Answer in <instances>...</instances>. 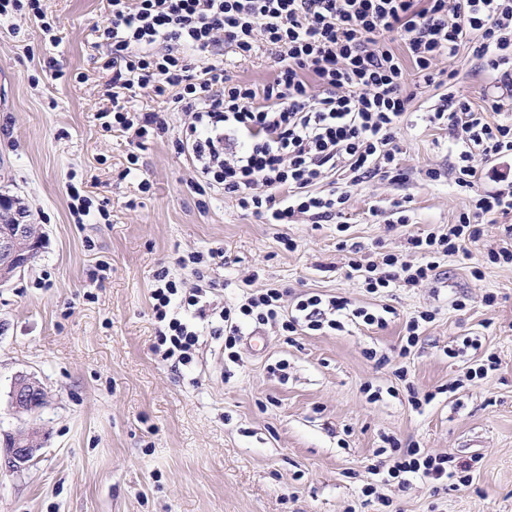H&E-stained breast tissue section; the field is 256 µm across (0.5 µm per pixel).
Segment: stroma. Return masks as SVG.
Returning <instances> with one entry per match:
<instances>
[{"label": "stroma", "mask_w": 512, "mask_h": 512, "mask_svg": "<svg viewBox=\"0 0 512 512\" xmlns=\"http://www.w3.org/2000/svg\"><path fill=\"white\" fill-rule=\"evenodd\" d=\"M46 6L55 44L27 16L0 19V195L20 200L44 236L29 268L0 290V438L21 425L8 405L15 377L35 376L48 393L35 414L43 446L29 467L0 475V512H512V266L487 260L512 245L507 219L483 224L466 253L440 257L436 278L418 288L369 293L339 248L345 239L368 262L392 254L419 263L409 236L446 232L492 187L487 175L471 190L448 178L455 140L447 124L428 120L440 90H417L403 118L402 180L378 174L354 185L338 172L318 184L323 193L347 189L346 232L332 222L267 224L221 191L194 192V167L174 146L188 118L149 89L133 103L163 113L169 130L130 165L125 138L97 118L112 73L92 28L107 0ZM451 66L457 92L484 106L495 72L464 48ZM73 185L106 203L108 218L75 223ZM398 201L407 204L402 226ZM211 248L226 257L208 273L214 305L277 288L289 308L315 292L390 308L388 324L293 333L247 325L244 334L266 336V348L240 343L233 362L223 339L205 335L194 364L171 368L151 350L153 275L168 267L192 290L198 281L178 259ZM99 267L102 279L89 283ZM425 309L433 321L400 358L406 319ZM467 337L499 366L451 393L463 362L446 351ZM281 360L285 374L271 372ZM428 392L434 400L414 408L412 395ZM387 436L469 464L468 484L393 481L367 501L362 490Z\"/></svg>", "instance_id": "obj_1"}]
</instances>
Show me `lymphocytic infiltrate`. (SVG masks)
<instances>
[{
	"label": "lymphocytic infiltrate",
	"instance_id": "obj_1",
	"mask_svg": "<svg viewBox=\"0 0 512 512\" xmlns=\"http://www.w3.org/2000/svg\"><path fill=\"white\" fill-rule=\"evenodd\" d=\"M108 18L94 31L112 70L104 131H119L142 148L167 121L129 106L145 89L168 98L171 111L189 116L176 141L189 156L199 189H219L242 209L270 224H312L340 218L346 192H317L329 171L368 175L397 173L396 134L413 93L409 73L422 88L454 84L457 73L436 72L441 58L468 48L488 67L512 63V0H107ZM402 42L406 54L392 45ZM267 52L275 71L258 87L231 78L225 54L248 60ZM209 58L197 67L195 57ZM501 101L479 110L455 92L442 95L431 122H447L456 141L455 183L473 188L481 173L475 157H512V124L487 118ZM512 216V182L477 195L447 232L410 237L422 256L401 264L385 256V272L365 275L370 292L391 286L418 287L430 280L442 255H452L481 236L482 220ZM152 309L159 324L155 349L174 365L192 363L197 330L183 318H219L215 335L226 350L241 340L242 325L281 322L286 331L304 327L339 330L344 298L304 295L291 310L278 289L250 294L214 311L200 289L183 293L168 268L154 275ZM389 477L400 487L413 480L459 485L443 454L395 448Z\"/></svg>",
	"mask_w": 512,
	"mask_h": 512
}]
</instances>
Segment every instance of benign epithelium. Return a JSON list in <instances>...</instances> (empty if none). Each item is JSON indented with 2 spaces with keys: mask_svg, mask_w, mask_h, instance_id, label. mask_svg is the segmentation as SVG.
<instances>
[{
  "mask_svg": "<svg viewBox=\"0 0 512 512\" xmlns=\"http://www.w3.org/2000/svg\"><path fill=\"white\" fill-rule=\"evenodd\" d=\"M43 235L37 225L28 222L24 210L12 199L0 198V288H5L29 266L32 256L40 249ZM46 403V393L33 376L19 375L9 392V408L19 418L37 410L33 398ZM43 429L27 423L10 436L11 447L6 449L5 466L8 472H17L29 466L41 449Z\"/></svg>",
  "mask_w": 512,
  "mask_h": 512,
  "instance_id": "1",
  "label": "benign epithelium"
}]
</instances>
